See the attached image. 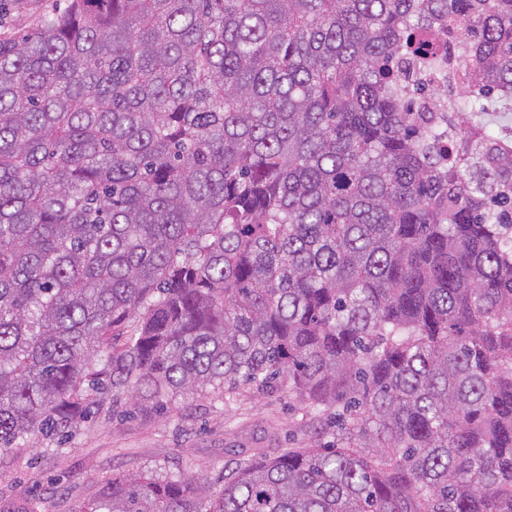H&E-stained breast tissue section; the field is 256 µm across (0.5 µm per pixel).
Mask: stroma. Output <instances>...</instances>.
I'll list each match as a JSON object with an SVG mask.
<instances>
[{
  "label": "stroma",
  "mask_w": 512,
  "mask_h": 512,
  "mask_svg": "<svg viewBox=\"0 0 512 512\" xmlns=\"http://www.w3.org/2000/svg\"><path fill=\"white\" fill-rule=\"evenodd\" d=\"M103 410L72 437H32L34 452L0 451V512L32 501L38 512H74L103 480L129 474L198 476L210 491L244 457L281 448H304L318 439L315 423L287 388L243 394L225 407L220 392L181 397L164 409L126 413Z\"/></svg>",
  "instance_id": "stroma-1"
}]
</instances>
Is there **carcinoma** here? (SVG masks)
<instances>
[{
    "mask_svg": "<svg viewBox=\"0 0 512 512\" xmlns=\"http://www.w3.org/2000/svg\"><path fill=\"white\" fill-rule=\"evenodd\" d=\"M472 96L512 100V0H67L0 31V450L107 392L286 383L331 440L79 512H512V153Z\"/></svg>",
    "mask_w": 512,
    "mask_h": 512,
    "instance_id": "1",
    "label": "carcinoma"
}]
</instances>
